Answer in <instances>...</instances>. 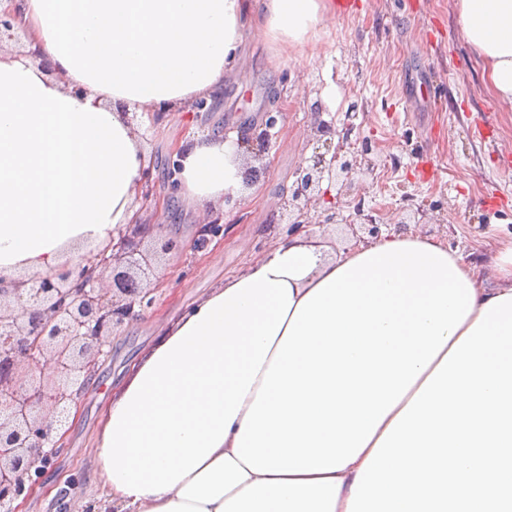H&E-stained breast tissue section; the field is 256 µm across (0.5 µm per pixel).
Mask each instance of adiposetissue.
<instances>
[{
	"instance_id": "ef3b65f1",
	"label": "adipose tissue",
	"mask_w": 512,
	"mask_h": 512,
	"mask_svg": "<svg viewBox=\"0 0 512 512\" xmlns=\"http://www.w3.org/2000/svg\"><path fill=\"white\" fill-rule=\"evenodd\" d=\"M512 111V0H456ZM0 274L45 275L133 223L143 156L122 111L224 90L246 32L299 47L326 0H0ZM51 71H44L43 63ZM177 199L245 184L236 134L182 140ZM477 266L414 234L331 253L280 240L113 385L95 512H512V246ZM27 37L26 29L16 14L3 12L0 14V48L10 42L22 44Z\"/></svg>"
}]
</instances>
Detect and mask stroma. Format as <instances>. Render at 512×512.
Here are the masks:
<instances>
[{
    "label": "stroma",
    "mask_w": 512,
    "mask_h": 512,
    "mask_svg": "<svg viewBox=\"0 0 512 512\" xmlns=\"http://www.w3.org/2000/svg\"><path fill=\"white\" fill-rule=\"evenodd\" d=\"M355 2L356 10H335L299 48L248 33L239 62L224 77L223 97L210 109L172 114L149 132L143 149L156 192L165 197L169 161L187 134L219 128L242 135L262 129L267 112L286 114L265 153H244L245 167L262 176L225 202L222 238L200 247L193 207L174 208L179 247L157 267L164 285L151 307L110 337L43 486L72 500L92 497L89 481L70 479L88 468L106 383L152 343L165 321L287 237L271 203L323 147L313 102H322L335 128L352 125L350 152L366 163L349 192L340 182H323L309 213L310 235L338 252L357 247L343 220L360 208L381 224L406 221L409 233L441 242L485 270L512 246V111L486 88L455 0ZM478 123L486 126L480 138L472 135ZM330 213L336 223H326Z\"/></svg>",
    "instance_id": "1"
}]
</instances>
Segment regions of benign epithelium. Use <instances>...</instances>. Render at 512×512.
<instances>
[{"mask_svg": "<svg viewBox=\"0 0 512 512\" xmlns=\"http://www.w3.org/2000/svg\"><path fill=\"white\" fill-rule=\"evenodd\" d=\"M26 29L16 14H0V48L21 44ZM316 131L332 137L335 129L322 119L323 106H312ZM282 113L268 116L265 128L254 137L242 138L244 148L265 151L274 134L271 129ZM357 159L333 152L316 153L296 171L288 194L280 195L279 221L287 222L288 234L309 227L308 211L323 181H340L349 187ZM138 196L140 211L157 208L159 201L150 167L141 168ZM357 221L345 220L352 232H366L371 241L381 237V225L360 208ZM222 215L210 210L199 224L200 245L223 232ZM150 224L140 221L118 230L108 245L77 261L67 262L50 274L31 281L0 275V505L19 512L17 500L27 501L40 487L42 474L56 454L54 426L63 422L71 405L79 403L115 328L136 316V308L154 304L153 292L141 277L150 258L141 250L145 240L164 254L178 241L162 235L148 237ZM50 355L54 375L46 383L36 377L41 359ZM47 403L53 417L39 412Z\"/></svg>", "mask_w": 512, "mask_h": 512, "instance_id": "benign-epithelium-1", "label": "benign epithelium"}]
</instances>
